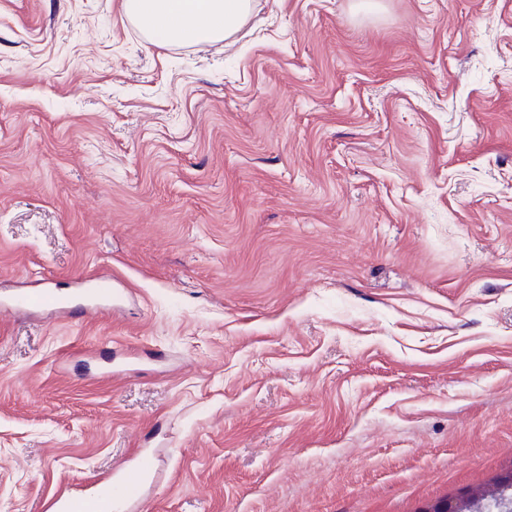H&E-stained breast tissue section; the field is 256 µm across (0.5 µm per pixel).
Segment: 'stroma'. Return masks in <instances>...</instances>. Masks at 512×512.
Instances as JSON below:
<instances>
[{
  "instance_id": "obj_1",
  "label": "stroma",
  "mask_w": 512,
  "mask_h": 512,
  "mask_svg": "<svg viewBox=\"0 0 512 512\" xmlns=\"http://www.w3.org/2000/svg\"><path fill=\"white\" fill-rule=\"evenodd\" d=\"M0 0V512H423L512 469V0H254L211 47ZM77 284L87 303V305H84L82 313L86 314L88 311L94 310L99 314H108L111 311L110 301L112 300L113 291L110 282L90 275L79 279ZM2 309H26L30 312H54L60 317L69 318L72 315L70 304L66 297L50 289L23 291L14 295L8 302L1 304ZM152 466L150 459L143 458L136 465L126 468L118 480L112 482L111 478L97 492L77 498L60 495L56 500L58 512H112L116 500L135 503Z\"/></svg>"
}]
</instances>
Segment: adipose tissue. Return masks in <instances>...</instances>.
Returning a JSON list of instances; mask_svg holds the SVG:
<instances>
[{
    "mask_svg": "<svg viewBox=\"0 0 512 512\" xmlns=\"http://www.w3.org/2000/svg\"><path fill=\"white\" fill-rule=\"evenodd\" d=\"M122 11L156 43L212 45L247 23L253 0H122Z\"/></svg>",
    "mask_w": 512,
    "mask_h": 512,
    "instance_id": "obj_1",
    "label": "adipose tissue"
}]
</instances>
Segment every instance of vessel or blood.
<instances>
[{"instance_id": "1", "label": "vessel or blood", "mask_w": 512, "mask_h": 512, "mask_svg": "<svg viewBox=\"0 0 512 512\" xmlns=\"http://www.w3.org/2000/svg\"><path fill=\"white\" fill-rule=\"evenodd\" d=\"M78 285L88 309L100 314L111 311L113 291L110 282L89 276L79 279ZM7 307L11 310L25 309L31 312L50 311L64 318L72 314L66 297L49 289L17 293L8 301ZM152 466V461L145 458L136 465L126 468L118 480L107 482L97 492L77 498L59 496L56 500L58 512H112L115 501L137 502L143 481Z\"/></svg>"}]
</instances>
